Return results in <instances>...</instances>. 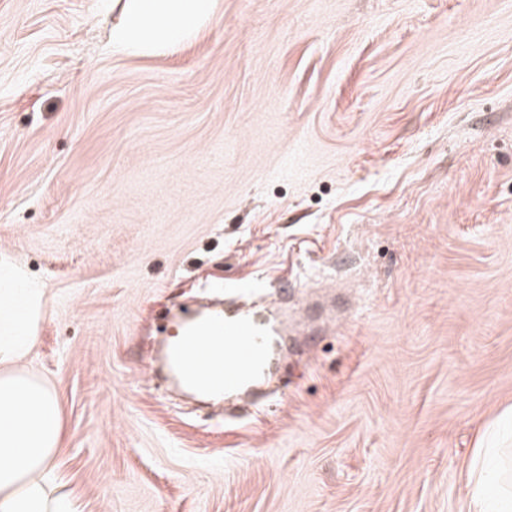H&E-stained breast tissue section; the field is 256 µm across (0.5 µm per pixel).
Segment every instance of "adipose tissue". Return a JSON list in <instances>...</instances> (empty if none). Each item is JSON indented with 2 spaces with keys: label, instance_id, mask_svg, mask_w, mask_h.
<instances>
[{
  "label": "adipose tissue",
  "instance_id": "ef3b65f1",
  "mask_svg": "<svg viewBox=\"0 0 512 512\" xmlns=\"http://www.w3.org/2000/svg\"><path fill=\"white\" fill-rule=\"evenodd\" d=\"M216 16V0H126L112 44L131 54L176 46ZM44 308L42 289L0 263V512H78L70 494L49 488L62 437L60 405L25 365Z\"/></svg>",
  "mask_w": 512,
  "mask_h": 512
}]
</instances>
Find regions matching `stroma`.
Here are the masks:
<instances>
[{"label":"stroma","instance_id":"obj_1","mask_svg":"<svg viewBox=\"0 0 512 512\" xmlns=\"http://www.w3.org/2000/svg\"><path fill=\"white\" fill-rule=\"evenodd\" d=\"M114 0H0V254L45 291L81 512H467L512 465V0H218L152 56ZM287 290V393L147 377L159 315ZM486 484L484 471L473 466L467 479V512H489Z\"/></svg>","mask_w":512,"mask_h":512}]
</instances>
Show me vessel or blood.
<instances>
[{"instance_id": "obj_1", "label": "vessel or blood", "mask_w": 512, "mask_h": 512, "mask_svg": "<svg viewBox=\"0 0 512 512\" xmlns=\"http://www.w3.org/2000/svg\"><path fill=\"white\" fill-rule=\"evenodd\" d=\"M287 302L256 312L242 298L182 319L162 354L171 379L196 397L261 403L286 347Z\"/></svg>"}]
</instances>
